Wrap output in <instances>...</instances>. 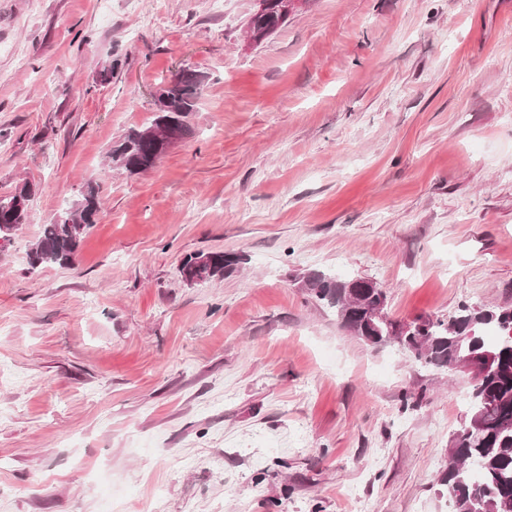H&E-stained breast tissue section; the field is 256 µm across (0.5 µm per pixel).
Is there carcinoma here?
Wrapping results in <instances>:
<instances>
[{
    "label": "carcinoma",
    "mask_w": 512,
    "mask_h": 512,
    "mask_svg": "<svg viewBox=\"0 0 512 512\" xmlns=\"http://www.w3.org/2000/svg\"><path fill=\"white\" fill-rule=\"evenodd\" d=\"M254 27H280L278 0H272L268 12L254 19ZM198 75L196 70L184 69L163 86L169 110L155 114L151 125L171 113L185 118L196 111L203 89ZM147 131L146 127L128 131L110 150L112 162L131 174L153 169L163 151ZM26 197H31V190L25 183L0 197V238L11 236L26 222L29 206H18V199ZM79 203L83 211L77 214L76 223H69L66 213L44 225L28 253L31 268L74 263L86 230L96 223L98 189L87 185ZM211 255L213 263L201 267L194 262L202 253L186 256L180 268L182 277L197 276L206 281L222 278L243 263V256L237 253L213 251ZM352 287V280L324 271L315 272L312 280H303V288L318 303L333 309L350 335L369 346L395 340L408 358L433 368L453 366L465 357L480 359L486 352L494 354L488 370L475 376L469 409L460 429L449 440L448 466L440 482L447 487L455 512H512V308L463 304L447 321L430 316L415 318L413 323L422 334L403 336V324L398 321L389 319L375 328L368 322V313L387 303L384 288H362L361 295L352 298L348 295Z\"/></svg>",
    "instance_id": "cac0c4a2"
}]
</instances>
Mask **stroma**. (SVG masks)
<instances>
[{
	"label": "stroma",
	"instance_id": "obj_1",
	"mask_svg": "<svg viewBox=\"0 0 512 512\" xmlns=\"http://www.w3.org/2000/svg\"><path fill=\"white\" fill-rule=\"evenodd\" d=\"M0 0V512H454L470 377L351 336L302 288L387 312L512 307V0ZM204 77L190 136L111 165L156 91ZM74 266L30 268L86 184ZM244 254L186 283L185 256ZM412 392L403 404V392ZM305 1L307 0H281V2H279L278 10V0H272L273 3H271L270 6V0H256L258 8L250 17L246 27L247 41L249 43H255L256 41L262 40L266 36L270 35L271 32L261 33L255 30V28L258 30H270L280 27V13L282 14V19L287 20L294 10ZM268 6L269 10L265 13ZM262 13L265 14L255 18ZM252 20H254L255 28L253 27ZM25 182L18 186L15 191L5 197H0V238L11 237L20 224H24L28 217L31 190ZM28 197L23 208L18 206V198ZM5 227V228H3Z\"/></svg>",
	"mask_w": 512,
	"mask_h": 512
}]
</instances>
